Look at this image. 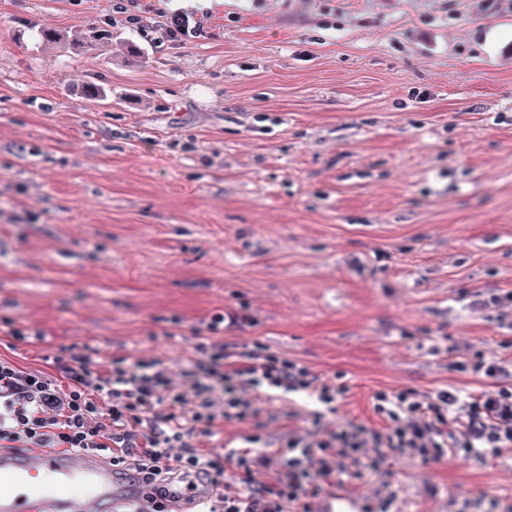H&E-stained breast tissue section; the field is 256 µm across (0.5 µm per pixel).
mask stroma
Masks as SVG:
<instances>
[{"label":"stroma","instance_id":"1","mask_svg":"<svg viewBox=\"0 0 512 512\" xmlns=\"http://www.w3.org/2000/svg\"><path fill=\"white\" fill-rule=\"evenodd\" d=\"M142 3L137 28L100 0H0L1 355L174 366L242 309L220 341L341 374L326 423L377 429L378 390H473L454 363L512 362V315L469 307L512 289V0ZM177 9L196 36H163ZM105 26L111 45L69 40ZM311 407L261 405L219 440L279 443ZM338 493L512 512V455L390 452ZM227 321V325H226ZM249 321V316L246 313L239 312H226L215 313L211 316L210 320L206 323V331L210 334H217L224 329L241 328ZM225 323V324H224Z\"/></svg>","mask_w":512,"mask_h":512}]
</instances>
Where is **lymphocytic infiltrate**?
<instances>
[{
	"instance_id": "f902f5d3",
	"label": "lymphocytic infiltrate",
	"mask_w": 512,
	"mask_h": 512,
	"mask_svg": "<svg viewBox=\"0 0 512 512\" xmlns=\"http://www.w3.org/2000/svg\"><path fill=\"white\" fill-rule=\"evenodd\" d=\"M195 350L178 384L171 368L142 359L104 363L97 353H82L53 358L43 370L0 356V448L89 451L113 465L133 466L152 512H168L173 474L185 480L203 472L220 484L217 497L201 502L197 512H287L317 496L334 472L371 475L386 449L427 462L450 448L464 457L512 449V368L480 355L455 366L481 383L479 392L377 391L374 412L383 429L292 434L271 453L259 450L260 436L247 435L240 448L217 452L210 442L218 421L252 415L256 391L271 399L315 398L319 408L311 417L318 424L345 388L335 377L315 375L302 362L262 347L237 353L214 339ZM231 469L241 489L227 483Z\"/></svg>"
}]
</instances>
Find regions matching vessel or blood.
<instances>
[{"label":"vessel or blood","instance_id":"obj_1","mask_svg":"<svg viewBox=\"0 0 512 512\" xmlns=\"http://www.w3.org/2000/svg\"><path fill=\"white\" fill-rule=\"evenodd\" d=\"M209 481L176 484L170 512H192L198 499L216 495ZM134 503L150 512L136 473L93 454L0 448V512H99L103 502Z\"/></svg>","mask_w":512,"mask_h":512}]
</instances>
